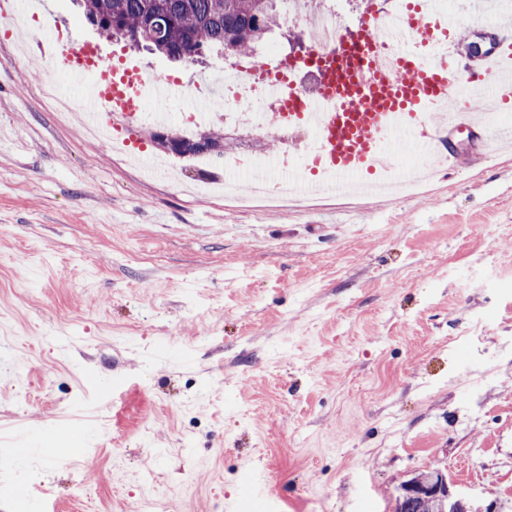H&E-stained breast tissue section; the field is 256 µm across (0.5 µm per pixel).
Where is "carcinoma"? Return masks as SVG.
<instances>
[{"instance_id":"obj_1","label":"carcinoma","mask_w":512,"mask_h":512,"mask_svg":"<svg viewBox=\"0 0 512 512\" xmlns=\"http://www.w3.org/2000/svg\"><path fill=\"white\" fill-rule=\"evenodd\" d=\"M277 0H83L88 21L108 36L128 41L175 61L194 63L206 52L251 56L255 45L279 24ZM173 140L200 156L201 143L236 144L214 130L193 135L171 134ZM395 512H448L440 504L397 500Z\"/></svg>"}]
</instances>
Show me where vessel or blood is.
<instances>
[{"instance_id": "obj_1", "label": "vessel or blood", "mask_w": 512, "mask_h": 512, "mask_svg": "<svg viewBox=\"0 0 512 512\" xmlns=\"http://www.w3.org/2000/svg\"><path fill=\"white\" fill-rule=\"evenodd\" d=\"M463 29L489 31L488 48L474 57L464 54L458 36ZM335 45L323 56L315 97L296 105L285 74L268 90L281 102L289 130H313L310 171L333 176L336 189L374 173L398 135L427 141L440 112H447L449 128H472L470 102L451 96L456 80L472 96L490 97L496 105L512 102V16L490 19L485 0H473L463 19L444 11L440 0H417L416 13L391 24L373 9ZM51 53L70 72L91 71L84 112L91 123L119 126L146 97L163 104L182 92L180 83L151 79L135 61L112 60L95 41L55 40Z\"/></svg>"}]
</instances>
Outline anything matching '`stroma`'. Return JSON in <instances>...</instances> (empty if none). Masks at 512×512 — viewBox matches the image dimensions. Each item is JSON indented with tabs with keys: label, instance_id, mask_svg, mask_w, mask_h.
I'll list each match as a JSON object with an SVG mask.
<instances>
[{
	"label": "stroma",
	"instance_id": "1",
	"mask_svg": "<svg viewBox=\"0 0 512 512\" xmlns=\"http://www.w3.org/2000/svg\"><path fill=\"white\" fill-rule=\"evenodd\" d=\"M181 80L172 130L228 59L173 63L103 38L76 0L0 28V512H395L434 469L512 512V147L413 197L225 207L128 164L41 90L80 102L43 32ZM304 14L266 46L300 53Z\"/></svg>",
	"mask_w": 512,
	"mask_h": 512
}]
</instances>
